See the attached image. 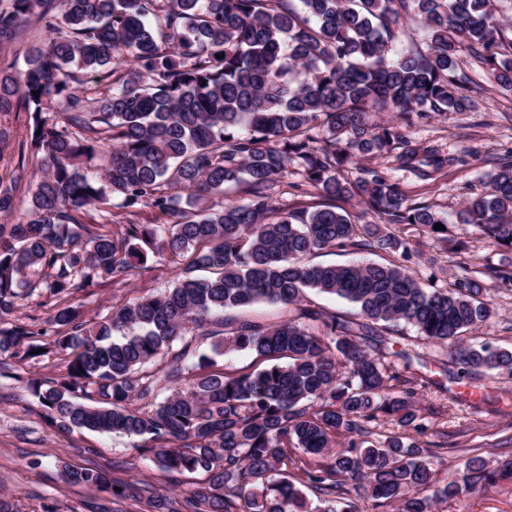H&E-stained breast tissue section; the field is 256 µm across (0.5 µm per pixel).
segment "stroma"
<instances>
[{"instance_id":"35a3bbf8","label":"stroma","mask_w":512,"mask_h":512,"mask_svg":"<svg viewBox=\"0 0 512 512\" xmlns=\"http://www.w3.org/2000/svg\"><path fill=\"white\" fill-rule=\"evenodd\" d=\"M464 70L473 87L475 110L415 121L407 133L418 145L464 157L465 165L427 184L396 169L389 157L376 155L364 162L409 196L433 204L451 218L468 196L485 190L493 160L512 156V94L494 88L474 59H466ZM391 231L408 239L413 254L409 267L426 288L449 287L456 277L475 274L487 264L512 266V251L487 248L480 227L473 224L451 222L444 240L401 224L392 225ZM175 274L172 264L151 260L134 270L126 284L90 287L74 294L71 302L81 306L85 318H99L137 297L168 288ZM487 288L492 315L477 331L463 335L460 344L489 341L510 350L512 281L491 280ZM388 346L394 352L393 372L410 380L415 391L425 440L438 444L431 459L436 484L454 479L471 458H481L492 468L500 458L512 455V376L489 372L475 380L457 378L450 347L427 340L405 322L391 332ZM13 368V376L0 377V495L10 498L17 512H91L97 503L109 512H131L128 502L66 482L61 474L65 463L80 467L93 461L110 477L132 476L164 495L184 492L197 482V475L189 473L169 480L148 457L137 453L133 438L50 426L27 382L59 377L61 353L17 360ZM432 512H512V477L500 479L486 492L436 503Z\"/></svg>"}]
</instances>
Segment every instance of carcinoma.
Masks as SVG:
<instances>
[{
    "mask_svg": "<svg viewBox=\"0 0 512 512\" xmlns=\"http://www.w3.org/2000/svg\"><path fill=\"white\" fill-rule=\"evenodd\" d=\"M422 20L424 42L397 57L403 19ZM26 69L0 73V117L21 110L32 125L0 175V215L16 208L27 158L40 163L23 217L0 224V375L32 351L65 354L63 374L29 388L51 425L139 439L163 472L200 476L192 491L155 496L139 481L109 478L95 463L65 467L69 483L108 491L136 512H357L364 494L380 512H431L434 499L485 492L497 471L475 458L457 480L432 488L427 442L370 439L367 424L395 414L418 434L408 387L388 381L390 327L400 321L452 346L490 315L485 279L422 287L408 266L319 264L314 252L383 251L409 260L389 224L432 232L447 219L378 171L345 172L376 154L423 181L461 163L416 148L415 119L471 112L460 63L475 58L489 82L512 92V27L491 0H4L0 42L25 43ZM224 57H219V54ZM39 95H33V92ZM59 107L61 125L52 114ZM390 112V121L378 114ZM297 165L313 203L281 209L273 196ZM230 186L244 199L224 200ZM360 198L377 224H354L341 203ZM149 208L166 217L140 224ZM456 223L482 228L491 247L512 248V159L469 196ZM181 261L173 288L101 319L69 303L103 283L125 284L149 257ZM56 300L44 328L12 319L35 290ZM354 304L357 319L301 305L305 290ZM267 301L299 306L276 325L232 311ZM317 322L314 334L305 322ZM224 336L214 350L271 361L226 373L205 357L183 388L182 361L195 336ZM460 377L512 375V351L490 343L455 348ZM288 359L281 364L279 360ZM167 360L159 397L141 370ZM345 449L333 451L338 438ZM315 457L298 485L285 448Z\"/></svg>",
    "mask_w": 512,
    "mask_h": 512,
    "instance_id": "cac0c4a2",
    "label": "carcinoma"
}]
</instances>
